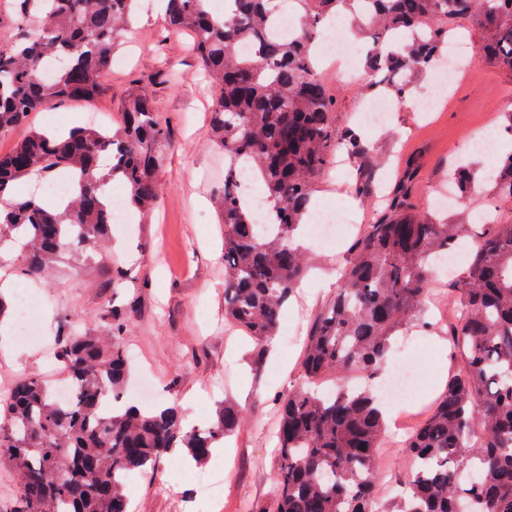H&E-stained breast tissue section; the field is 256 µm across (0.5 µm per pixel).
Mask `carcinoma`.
<instances>
[{"label": "carcinoma", "instance_id": "1", "mask_svg": "<svg viewBox=\"0 0 512 512\" xmlns=\"http://www.w3.org/2000/svg\"><path fill=\"white\" fill-rule=\"evenodd\" d=\"M135 0H16L22 31L0 46V133L53 103L90 101L104 90L112 51L128 30ZM169 26L192 37L198 62L211 74L216 99L214 143L224 150V318L250 336L251 365L260 373L286 303L309 258L297 235L311 211L315 185L343 147L358 163L361 194L373 182L374 145L358 135L316 76L314 42L323 22L340 13L369 45L370 90L401 100L411 79L439 62L466 20L464 32L484 57L512 64V0H295L300 25L290 40L268 32V0H230L224 20L212 0H166ZM241 43L255 52L242 56ZM62 64L42 77L45 63ZM169 131L155 101L140 90L128 98L122 125L35 132L0 156V241L24 240L20 273L34 276L55 258L74 259L112 232L104 202L103 161L126 192L125 210L145 219L160 197L155 170ZM260 182L273 230L262 234L253 207L238 199L237 164ZM67 171L76 185L49 208L16 185ZM417 165L399 178L387 207L364 225L336 282V295L307 336L300 375L311 382L280 404L275 512H377V451L384 417L369 385L353 387L345 372L374 376L391 337L419 320L433 261L473 239L463 275L448 289L455 306L448 342L457 369L431 413L409 436V477L391 512H512V224H441L418 207ZM459 201L512 196V152L497 159L487 185L469 167L448 177ZM107 335L90 330L58 336V375L72 386L59 400L42 378L16 380L0 395V461L20 485L17 512H129L124 492L134 474L158 472L164 454L184 448L197 462L246 421L226 403L198 427L170 406L144 411L123 402L128 362L122 344L130 315L112 309ZM340 375L331 394L314 382Z\"/></svg>", "mask_w": 512, "mask_h": 512}]
</instances>
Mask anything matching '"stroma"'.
Instances as JSON below:
<instances>
[{
	"label": "stroma",
	"mask_w": 512,
	"mask_h": 512,
	"mask_svg": "<svg viewBox=\"0 0 512 512\" xmlns=\"http://www.w3.org/2000/svg\"><path fill=\"white\" fill-rule=\"evenodd\" d=\"M470 55L471 65L450 89L445 107L427 114L419 102L402 101L384 126L368 131L376 143L377 179L400 174L407 162L418 160L414 194L428 210L433 190L448 185L449 167L464 159L468 138L496 121L502 95L512 92V67L480 59L475 49ZM323 80L336 98L337 112L359 118L361 89L372 81L363 65L326 68ZM104 84V92L91 102H64L33 113L26 126L0 135V155L32 132L79 126L92 113L119 124L129 94L141 86L156 99L171 134V147L156 173L159 205L149 223L114 225L106 251L82 262L62 256L45 275H20L19 246H0V282L9 281L15 289L0 302V389L19 377L45 373L39 346L17 343L9 332L15 293L27 290L45 301L42 326L49 343L61 332L65 316L101 332L103 310L134 304L123 345L136 355L132 371L153 375L160 401L176 405L187 421L212 418L230 401L245 409L247 420L225 442L221 499L200 491L183 464L185 452L177 449L165 455L156 476L137 474L127 481L131 512H268L275 498L277 400L298 385L306 336L335 294L348 244L307 238L312 267L283 311L273 353L262 372L254 373L248 366L251 341L224 319V226L215 203L224 185V155L212 143L213 85L193 55L190 37L170 32L160 7L139 11L136 30L120 38ZM358 176L355 163L337 162L318 182L316 203L332 202L359 215L371 212L373 198L353 191ZM118 266L133 278L135 291L113 287ZM448 283L447 272L434 275L428 326L408 327L391 350V361L411 360L420 351L424 362L420 389L411 404H400V421L388 424L379 450L384 477L378 495L385 503L393 501L397 484L410 470L407 436L424 420L455 364L437 349L452 317Z\"/></svg>",
	"instance_id": "1"
}]
</instances>
